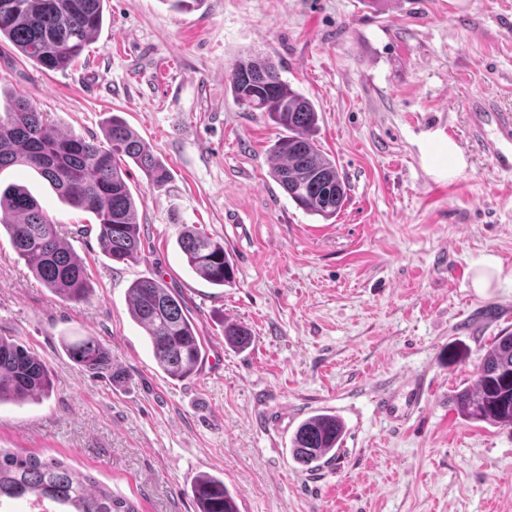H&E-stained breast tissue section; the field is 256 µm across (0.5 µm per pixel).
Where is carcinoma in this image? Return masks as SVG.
<instances>
[{
	"label": "carcinoma",
	"instance_id": "obj_1",
	"mask_svg": "<svg viewBox=\"0 0 512 512\" xmlns=\"http://www.w3.org/2000/svg\"><path fill=\"white\" fill-rule=\"evenodd\" d=\"M103 9L104 0H0V38L41 68L65 71L102 27ZM227 88L249 111L281 128L269 148L272 176L280 188L305 212L324 220L336 217L348 201L347 184L336 162L316 144L319 116L312 101L282 80L274 62L253 56L232 64ZM130 161L156 186L170 179L165 165L117 115L102 140L51 133L46 113L27 97L15 98L0 115V171L29 167L62 202L94 214L104 249L122 263L140 253L136 202L126 182ZM0 226L45 287L68 302L86 300L82 261L26 186L0 188ZM178 244L186 264L207 283L222 287L231 282L234 267L224 244L186 224ZM129 306L166 374L182 379L197 371L205 355L204 339L179 294L158 278L142 277L129 288ZM224 339L246 347L252 333L241 323H227ZM65 348L85 371L112 368L109 352L95 337L68 340ZM51 391L45 363L24 345L0 336V404L42 401ZM454 404L467 421L512 427V332L494 338L479 358L474 382L456 392ZM345 431L336 414L310 415L292 434L289 453L302 468H317L329 451L341 446ZM190 489L198 512H240L218 476L200 474ZM22 497L59 512H138L128 500L57 458L0 448V504Z\"/></svg>",
	"mask_w": 512,
	"mask_h": 512
}]
</instances>
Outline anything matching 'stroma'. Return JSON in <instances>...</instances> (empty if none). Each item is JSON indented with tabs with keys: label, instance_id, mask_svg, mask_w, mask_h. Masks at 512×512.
<instances>
[{
	"label": "stroma",
	"instance_id": "35a3bbf8",
	"mask_svg": "<svg viewBox=\"0 0 512 512\" xmlns=\"http://www.w3.org/2000/svg\"><path fill=\"white\" fill-rule=\"evenodd\" d=\"M269 58L319 113L321 151L348 183L334 219L307 214L276 184L277 130L234 101L238 58ZM32 98L62 133L102 137L121 116L164 162L137 167L142 247L117 263L89 213L27 186L82 259V303L44 287L0 232V336L48 367L40 402L0 405V448L52 455L138 512H197L188 488L223 478L241 512H512V428L469 422L451 401L512 331V182L474 144L467 104L512 113V0H108L103 26L63 72L0 41V105ZM451 139L466 168L439 172L430 142ZM222 241L232 284L183 259V225ZM157 276L183 296L206 355L174 379L129 313V288ZM252 343L226 344L225 324ZM93 336L122 377L81 370L62 347ZM425 375L416 419L378 412L377 391ZM341 417L340 464L309 472L288 452L298 424Z\"/></svg>",
	"mask_w": 512,
	"mask_h": 512
}]
</instances>
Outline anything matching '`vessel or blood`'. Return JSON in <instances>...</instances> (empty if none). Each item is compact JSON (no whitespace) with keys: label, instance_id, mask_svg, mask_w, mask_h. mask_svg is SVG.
<instances>
[{"label":"vessel or blood","instance_id":"obj_1","mask_svg":"<svg viewBox=\"0 0 512 512\" xmlns=\"http://www.w3.org/2000/svg\"><path fill=\"white\" fill-rule=\"evenodd\" d=\"M470 121L478 148L485 153L494 171L512 174V114L500 112L489 104L472 103ZM406 394L386 389L378 393L377 403L381 414L395 423H402L419 411L425 397V385L421 378H413L407 384Z\"/></svg>","mask_w":512,"mask_h":512}]
</instances>
